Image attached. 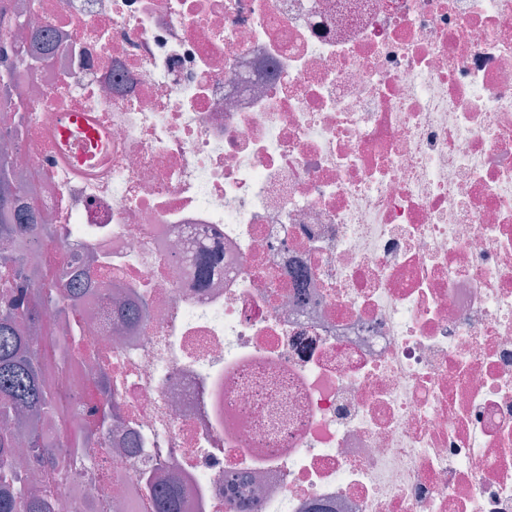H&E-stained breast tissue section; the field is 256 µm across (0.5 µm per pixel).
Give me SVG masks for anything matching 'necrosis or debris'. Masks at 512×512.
I'll list each match as a JSON object with an SVG mask.
<instances>
[{"mask_svg": "<svg viewBox=\"0 0 512 512\" xmlns=\"http://www.w3.org/2000/svg\"><path fill=\"white\" fill-rule=\"evenodd\" d=\"M61 512H512V0H0ZM85 131L62 140L60 116Z\"/></svg>", "mask_w": 512, "mask_h": 512, "instance_id": "4bbe7bcc", "label": "necrosis or debris"}]
</instances>
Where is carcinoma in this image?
I'll return each mask as SVG.
<instances>
[{"label": "carcinoma", "instance_id": "obj_1", "mask_svg": "<svg viewBox=\"0 0 512 512\" xmlns=\"http://www.w3.org/2000/svg\"><path fill=\"white\" fill-rule=\"evenodd\" d=\"M29 67L26 54L0 71V86L11 84ZM24 187L12 182L8 161H0V512H56V486L48 481L41 492H30L10 470L18 452L11 428L20 417L53 422L68 413L61 408L46 380L37 343L29 336L31 323L50 310L80 300L77 283L50 280L31 289L27 282V254L22 243L35 245L46 227L35 217L16 208V197ZM100 431L107 436L112 419L111 393L100 388ZM34 457L52 478L67 468L59 446L37 438ZM154 512H178V494L173 488L152 490Z\"/></svg>", "mask_w": 512, "mask_h": 512}]
</instances>
